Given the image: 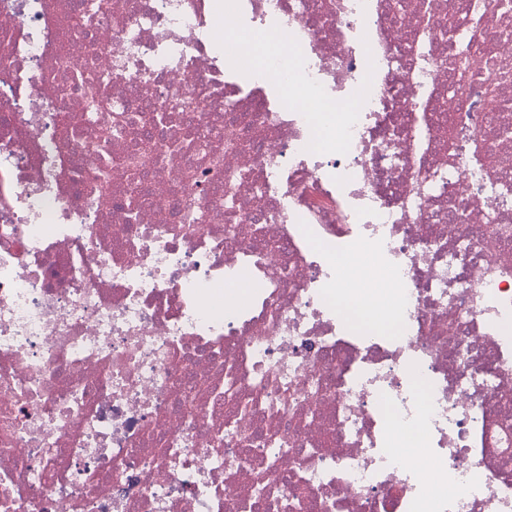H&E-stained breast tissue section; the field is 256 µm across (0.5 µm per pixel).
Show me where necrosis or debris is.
I'll list each match as a JSON object with an SVG mask.
<instances>
[{"instance_id":"4bbe7bcc","label":"necrosis or debris","mask_w":512,"mask_h":512,"mask_svg":"<svg viewBox=\"0 0 512 512\" xmlns=\"http://www.w3.org/2000/svg\"><path fill=\"white\" fill-rule=\"evenodd\" d=\"M0 512H512V0H0Z\"/></svg>"}]
</instances>
